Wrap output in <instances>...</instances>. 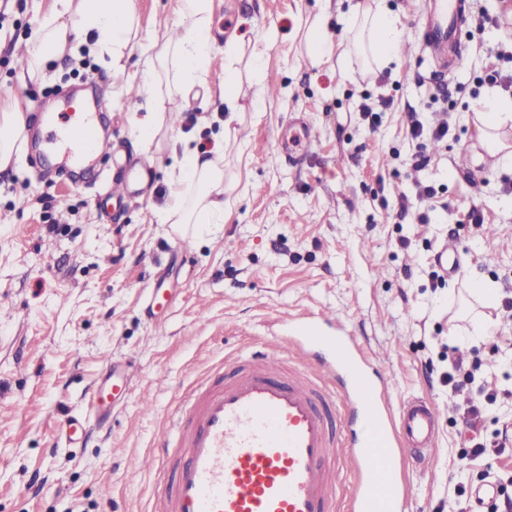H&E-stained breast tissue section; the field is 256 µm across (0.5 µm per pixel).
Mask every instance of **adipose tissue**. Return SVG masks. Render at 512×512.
I'll list each match as a JSON object with an SVG mask.
<instances>
[{"instance_id":"adipose-tissue-1","label":"adipose tissue","mask_w":512,"mask_h":512,"mask_svg":"<svg viewBox=\"0 0 512 512\" xmlns=\"http://www.w3.org/2000/svg\"><path fill=\"white\" fill-rule=\"evenodd\" d=\"M212 0H180L181 24L166 40L156 66L139 83L149 114L134 119L139 141L152 142L165 119L168 88L183 91L202 83L215 57L211 22ZM350 43L366 60L380 63L397 55L403 40L398 19L383 0L349 8ZM135 25L133 0H53L50 13L26 43L21 75L42 73L62 56L70 39L92 40L98 55L110 58L113 70L124 71L126 51ZM487 152L500 163L512 164V97L489 94L472 118ZM171 200L163 209L164 224H209L224 212V151L204 157L183 148L182 160L170 173Z\"/></svg>"}]
</instances>
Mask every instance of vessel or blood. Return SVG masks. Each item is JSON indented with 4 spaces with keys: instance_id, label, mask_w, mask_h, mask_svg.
<instances>
[{
    "instance_id": "vessel-or-blood-1",
    "label": "vessel or blood",
    "mask_w": 512,
    "mask_h": 512,
    "mask_svg": "<svg viewBox=\"0 0 512 512\" xmlns=\"http://www.w3.org/2000/svg\"><path fill=\"white\" fill-rule=\"evenodd\" d=\"M467 0H425L424 46L448 69ZM89 111L47 116L30 133L46 141L62 163L81 166L110 149ZM146 177L137 170L113 180L110 196L129 198ZM366 356L334 319L310 312L289 319L287 333L267 351L239 355L185 391L174 434H162L146 466L172 464L175 480L158 492L151 512H336L347 471L356 476L350 512H403L397 463L433 466L438 434L435 404L423 397L392 408L390 385L364 367ZM128 378L112 374L93 394L105 410ZM341 404L360 435L342 442L329 408ZM57 428L69 442L88 431L87 418L68 414Z\"/></svg>"
}]
</instances>
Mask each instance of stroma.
Returning a JSON list of instances; mask_svg holds the SVG:
<instances>
[{
  "mask_svg": "<svg viewBox=\"0 0 512 512\" xmlns=\"http://www.w3.org/2000/svg\"><path fill=\"white\" fill-rule=\"evenodd\" d=\"M422 2L384 0L404 38L393 62L370 70L354 54L319 68L306 54V23L319 15L333 43L347 44L346 0H212L216 51L235 39L244 55L239 119L224 124L219 56L206 86L173 94L160 135L144 145L131 119L146 107L129 77L162 50L177 0H134L139 28L124 72L73 43L24 85L21 51L52 0H8L0 109L20 93L25 112H59L67 92L97 77L103 132L153 176L137 197L111 199L119 173L111 157L91 162L77 187L24 147L0 172V512H150L174 476L134 461L153 452L181 390L225 356L263 350L282 320L318 310L381 357L393 404L424 396L438 406L432 471L400 467L406 512H494L512 497V452H493L512 436V310H488L489 336L463 316L472 281L512 299V166L494 163L471 122L489 91L485 67L512 75V57L490 59L492 48L512 44V0H471L472 12L495 24L463 35L462 62L445 78L417 46ZM255 48L264 52L259 81L246 60ZM367 98L392 105L371 120L360 111ZM412 112L427 126L448 123L447 139H412ZM296 118L317 136L291 163L281 135ZM184 141L204 156L224 151V214L200 237L156 218L181 157L174 146ZM423 184L434 199L420 198ZM472 208L482 223L466 220ZM445 245L457 270L444 277L436 259ZM158 276L170 301L156 323L145 307ZM461 355L482 367L453 392L441 376ZM112 363L130 375L124 406L68 446L57 420L90 415L91 393ZM489 392L496 400L480 437L492 452L469 459L461 409Z\"/></svg>",
  "mask_w": 512,
  "mask_h": 512,
  "instance_id": "obj_1",
  "label": "stroma"
}]
</instances>
